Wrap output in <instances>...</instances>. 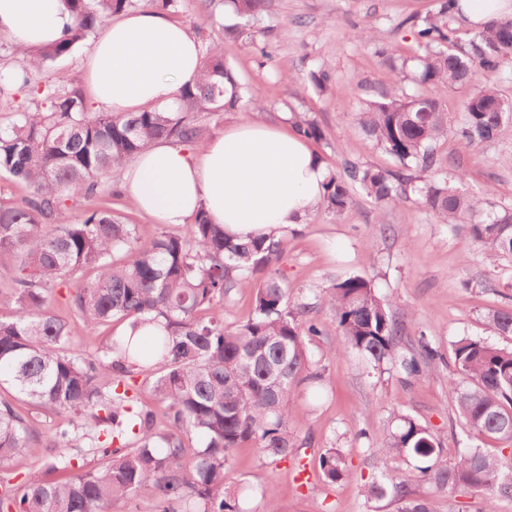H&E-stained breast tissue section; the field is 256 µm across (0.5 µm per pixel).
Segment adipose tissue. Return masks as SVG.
I'll return each mask as SVG.
<instances>
[{
	"mask_svg": "<svg viewBox=\"0 0 512 512\" xmlns=\"http://www.w3.org/2000/svg\"><path fill=\"white\" fill-rule=\"evenodd\" d=\"M72 22L66 0H0V33L42 49ZM200 47L167 16L142 11L112 23L85 60L91 98L113 112L173 105L195 78ZM327 173L304 139L277 126L243 120L207 139L201 150L158 143L124 164L122 185L157 223L181 226L198 209L227 235H279L318 204Z\"/></svg>",
	"mask_w": 512,
	"mask_h": 512,
	"instance_id": "1",
	"label": "adipose tissue"
}]
</instances>
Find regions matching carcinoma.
<instances>
[{
    "label": "carcinoma",
    "instance_id": "carcinoma-1",
    "mask_svg": "<svg viewBox=\"0 0 512 512\" xmlns=\"http://www.w3.org/2000/svg\"><path fill=\"white\" fill-rule=\"evenodd\" d=\"M460 0H440L434 17L413 26L421 53L411 94L382 90L364 102L358 121L367 137L407 168L430 172L417 181L400 171L345 164L329 173L321 205L341 215L360 188L378 205L410 195L442 224H461L471 241L493 260L512 263V209L488 196H470L448 183L447 162L437 145L448 136L475 149L493 142L512 120V100L497 88L512 66V19L476 32L464 46L448 27ZM74 24L58 42L30 58L41 68L71 52L99 26L135 6V0H68ZM242 34L259 20L265 0H229ZM468 86L460 125H448L439 92ZM45 112H15L0 127V180L22 183L19 201L0 199V267L11 273L8 294L0 292V465L24 455L35 434V414L61 417L46 441L51 480L0 485V512H109L119 499L146 496L156 512H245L250 487L230 477L233 453L248 446L270 464L298 454L292 405L300 385L321 374L311 345L322 335L306 304L291 303L290 290L274 266L282 243L263 237L234 239L199 210L178 233L162 232L148 243L137 225L108 207L73 222L80 199L123 191L112 172L164 140L196 145L206 136L202 115L245 111L261 101L246 90L224 61V48L206 50L194 83L182 85L176 104L144 112H93L80 89L49 86ZM306 139L323 132L310 119L296 122ZM94 267L92 279L78 273ZM253 291L249 318L224 324V300L236 288ZM342 336L339 350L364 359L372 371L387 366L415 378L439 358L423 333L403 340L390 300L361 276H350L327 292ZM63 303L88 333L125 320L130 336H118L93 353L81 352L68 321L54 307ZM494 334L512 335V308L487 312ZM448 383L458 415L480 440L460 448L448 463L438 435L416 417L390 411L373 456L400 467L364 485L366 503L389 500L397 512H437L415 485L438 491L489 492L473 512H497L494 498L512 499V347L462 337L451 344ZM141 378V388L132 384ZM148 389L166 407L165 426L142 402ZM195 434L197 447L186 444ZM350 466L339 448H325L313 477L332 485Z\"/></svg>",
    "mask_w": 512,
    "mask_h": 512
}]
</instances>
